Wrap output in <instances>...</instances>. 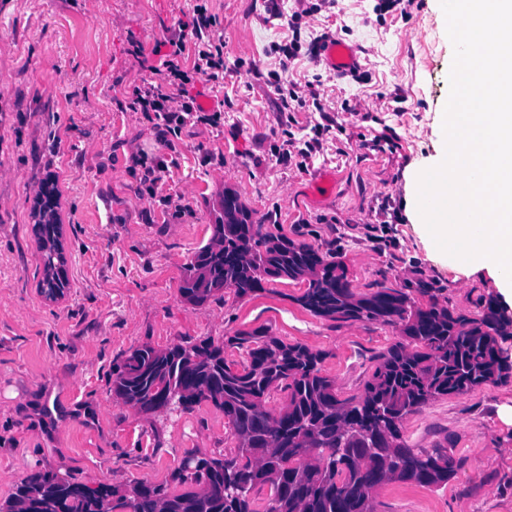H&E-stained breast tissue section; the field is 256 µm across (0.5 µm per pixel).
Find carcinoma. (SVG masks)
Masks as SVG:
<instances>
[{"label":"carcinoma","mask_w":512,"mask_h":512,"mask_svg":"<svg viewBox=\"0 0 512 512\" xmlns=\"http://www.w3.org/2000/svg\"><path fill=\"white\" fill-rule=\"evenodd\" d=\"M33 218L41 288L50 296L63 287L66 263L58 216L46 201ZM276 280L304 285L294 301L318 318L399 330L359 395L340 397L322 374L323 352L269 327L236 329L220 341L133 346L112 370L113 395L145 415L209 403L224 412L234 447L222 457H187L176 474L181 492L142 480L93 488L37 472L0 512H378V490L391 482L447 485L454 457L414 451L403 423L437 398L511 378L501 340L512 336V316L491 299L470 317L419 306L395 288L359 292L342 261L269 231L236 189L224 188L209 239L183 266L182 301L203 306L226 290L244 299ZM228 349L244 360H228ZM263 488L269 494L258 508L254 493Z\"/></svg>","instance_id":"1"}]
</instances>
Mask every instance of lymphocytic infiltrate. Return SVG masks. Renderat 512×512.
Returning <instances> with one entry per match:
<instances>
[{
    "instance_id": "1",
    "label": "lymphocytic infiltrate",
    "mask_w": 512,
    "mask_h": 512,
    "mask_svg": "<svg viewBox=\"0 0 512 512\" xmlns=\"http://www.w3.org/2000/svg\"><path fill=\"white\" fill-rule=\"evenodd\" d=\"M215 16L197 11L191 24L183 25L168 39L169 49L152 66V81L134 86L130 106L150 123L157 146L173 148V138L188 119L217 123V114L205 113L198 96L190 88L198 81H216L224 74V43L215 35ZM193 49V59H186V49Z\"/></svg>"
}]
</instances>
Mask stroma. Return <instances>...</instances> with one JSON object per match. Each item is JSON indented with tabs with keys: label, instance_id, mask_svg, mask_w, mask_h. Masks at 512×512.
I'll list each match as a JSON object with an SVG mask.
<instances>
[{
	"label": "stroma",
	"instance_id": "obj_1",
	"mask_svg": "<svg viewBox=\"0 0 512 512\" xmlns=\"http://www.w3.org/2000/svg\"><path fill=\"white\" fill-rule=\"evenodd\" d=\"M201 7L218 17L239 73L201 83L223 119L183 128L158 189L181 209L165 212L127 170L131 156L156 152L129 93L150 78L157 43ZM324 33L357 46L359 74L336 78L306 50L287 60L291 39L306 46ZM135 40L148 60L132 55ZM452 61L438 0H0V502L39 471L176 492L186 457L231 448L212 405L153 416L113 398L112 367L132 346L269 327L325 352L322 372L346 398L398 341L388 325L311 315L293 301L302 285L286 280L246 299L182 302V267L206 243L225 187L257 218L277 215L272 232L336 253L358 291L397 288L469 316L498 298L494 279L453 269L404 212L408 167L443 150ZM278 80L306 106L284 108ZM323 121L331 130L316 135ZM290 135L320 139L306 167L277 161ZM47 182L67 259L68 286L53 298L39 288L32 218ZM509 409L512 380L409 416L407 444L448 452L456 473L439 488L383 486L380 512H512Z\"/></svg>",
	"mask_w": 512,
	"mask_h": 512
}]
</instances>
